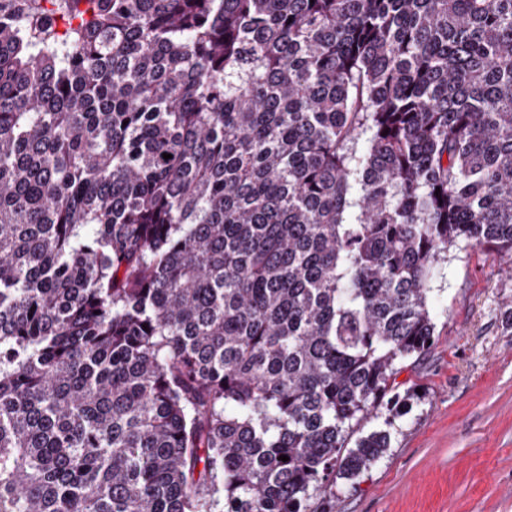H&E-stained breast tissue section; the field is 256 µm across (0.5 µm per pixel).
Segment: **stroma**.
Returning a JSON list of instances; mask_svg holds the SVG:
<instances>
[{
	"label": "stroma",
	"instance_id": "stroma-1",
	"mask_svg": "<svg viewBox=\"0 0 512 512\" xmlns=\"http://www.w3.org/2000/svg\"><path fill=\"white\" fill-rule=\"evenodd\" d=\"M436 341L397 377L413 393L391 446L332 512H512V264L450 249L432 283Z\"/></svg>",
	"mask_w": 512,
	"mask_h": 512
}]
</instances>
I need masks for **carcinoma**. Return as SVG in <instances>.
<instances>
[{"label": "carcinoma", "mask_w": 512, "mask_h": 512, "mask_svg": "<svg viewBox=\"0 0 512 512\" xmlns=\"http://www.w3.org/2000/svg\"><path fill=\"white\" fill-rule=\"evenodd\" d=\"M460 242L512 0H0V512H332Z\"/></svg>", "instance_id": "1"}]
</instances>
